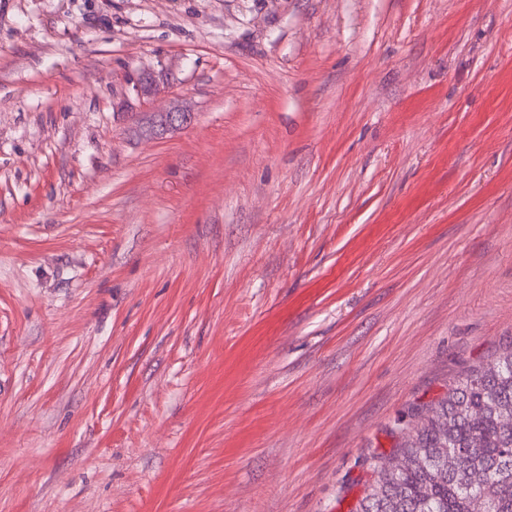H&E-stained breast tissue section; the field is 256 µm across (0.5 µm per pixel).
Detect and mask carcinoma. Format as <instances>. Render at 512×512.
<instances>
[{
	"mask_svg": "<svg viewBox=\"0 0 512 512\" xmlns=\"http://www.w3.org/2000/svg\"><path fill=\"white\" fill-rule=\"evenodd\" d=\"M512 352L468 368L350 512H512Z\"/></svg>",
	"mask_w": 512,
	"mask_h": 512,
	"instance_id": "1",
	"label": "carcinoma"
}]
</instances>
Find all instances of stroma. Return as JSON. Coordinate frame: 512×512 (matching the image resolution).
Returning a JSON list of instances; mask_svg holds the SVG:
<instances>
[{"label":"stroma","instance_id":"1","mask_svg":"<svg viewBox=\"0 0 512 512\" xmlns=\"http://www.w3.org/2000/svg\"><path fill=\"white\" fill-rule=\"evenodd\" d=\"M510 350L512 0H0V512H349Z\"/></svg>","mask_w":512,"mask_h":512}]
</instances>
